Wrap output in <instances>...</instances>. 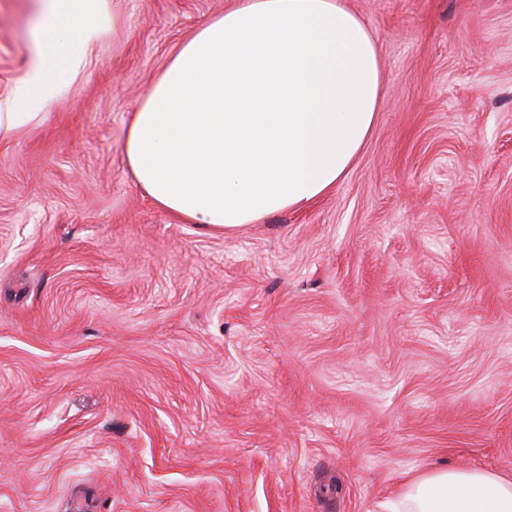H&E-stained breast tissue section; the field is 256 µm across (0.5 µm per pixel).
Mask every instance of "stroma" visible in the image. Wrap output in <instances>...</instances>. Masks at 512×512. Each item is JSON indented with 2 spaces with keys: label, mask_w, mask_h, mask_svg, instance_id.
<instances>
[{
  "label": "stroma",
  "mask_w": 512,
  "mask_h": 512,
  "mask_svg": "<svg viewBox=\"0 0 512 512\" xmlns=\"http://www.w3.org/2000/svg\"><path fill=\"white\" fill-rule=\"evenodd\" d=\"M235 0H110L0 139V512H385L442 467L512 478V0H349L382 101L336 189L224 233L123 159ZM35 0H0V112Z\"/></svg>",
  "instance_id": "obj_1"
}]
</instances>
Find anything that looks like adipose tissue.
Masks as SVG:
<instances>
[{"label":"adipose tissue","mask_w":512,"mask_h":512,"mask_svg":"<svg viewBox=\"0 0 512 512\" xmlns=\"http://www.w3.org/2000/svg\"><path fill=\"white\" fill-rule=\"evenodd\" d=\"M33 69L0 112L28 123L81 64L67 45L104 30L108 0H38ZM376 40L345 0H237L184 43L134 112L124 159L160 208L212 230L308 206L355 162L381 103ZM389 512H512V480L443 469Z\"/></svg>","instance_id":"obj_1"}]
</instances>
